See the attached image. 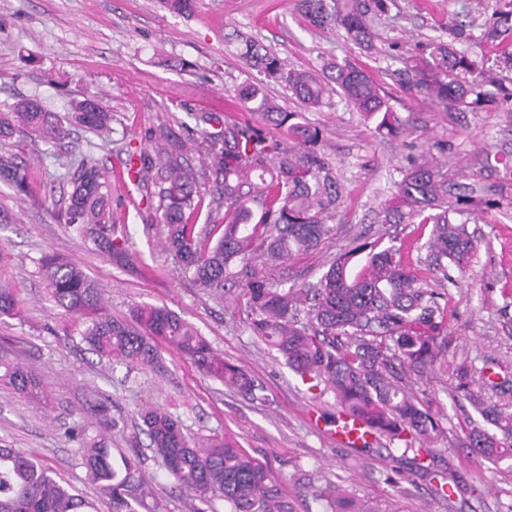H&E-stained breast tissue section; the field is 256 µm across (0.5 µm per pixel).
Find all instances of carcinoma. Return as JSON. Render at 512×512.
Wrapping results in <instances>:
<instances>
[{
	"mask_svg": "<svg viewBox=\"0 0 512 512\" xmlns=\"http://www.w3.org/2000/svg\"><path fill=\"white\" fill-rule=\"evenodd\" d=\"M159 2L177 15L195 8V0ZM392 5L394 0H298L312 27H339L367 50L375 49L378 39L374 17ZM481 41L512 54V0H494ZM423 53L422 64L411 67L413 85L423 98L472 110L487 101L486 86L495 78L484 59L461 55L441 39L426 43ZM239 56L263 76L235 89L240 116L195 111V135L184 139L171 124L160 122L146 128L139 146L127 151L121 180L142 192L137 214L143 223L162 228L163 250L192 273L197 287L241 289L253 335L281 354L302 380L332 393L337 414L403 445L402 456L436 482L439 496L465 495L467 488L434 469V446L444 428L430 400L419 398L407 384V375L423 373L446 347L440 304L445 293L430 287V275L439 272L448 280V264L463 267L476 249L467 226L449 219L448 184L427 162L409 159L381 223L429 224L428 236H413L398 247L379 239L359 243L336 255L316 285L288 284L285 263L317 248L335 230L331 221L343 187L318 149L319 130L296 121L297 113L283 111L268 97L263 80L283 84L306 108L321 106L337 90L379 132L396 134L401 122L370 74L355 64L338 61L318 76L288 67L252 38L241 40ZM72 121L105 141L114 132V114L97 97L74 101L63 116L46 111L34 98L1 112L0 179L41 203L23 155L65 138ZM192 154L202 159L200 167L190 164ZM71 183L65 201L51 209L53 218L90 232L113 263L132 264L125 239L116 234L112 183L90 161L73 173ZM40 271L48 297L78 317L82 339L100 358L156 367L164 343L224 384L259 398L250 376L224 362L194 326L166 307H143L130 323L112 317L98 285L75 263L48 254ZM20 311L15 291L0 287V320ZM481 378L482 389L492 396L473 393L472 405L509 443L474 425L467 434L469 447L512 475V384L485 374ZM0 384L32 403L46 399L36 373L3 347ZM140 418L158 465L192 499L209 507L222 500L229 512H291L268 484L264 467L242 449L222 441L207 448L190 445L181 420L160 407L143 408ZM70 436L112 512H138L136 506L151 495L138 456H123L118 466L105 438L89 435L81 425ZM88 507L79 490L57 481L39 458L0 447V512H88ZM326 512L383 510L349 499L338 487L328 495Z\"/></svg>",
	"mask_w": 512,
	"mask_h": 512,
	"instance_id": "obj_1",
	"label": "carcinoma"
}]
</instances>
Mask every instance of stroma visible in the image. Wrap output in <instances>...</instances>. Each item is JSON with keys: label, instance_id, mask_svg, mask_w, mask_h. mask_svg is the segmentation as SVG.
I'll list each match as a JSON object with an SVG mask.
<instances>
[{"label": "stroma", "instance_id": "obj_1", "mask_svg": "<svg viewBox=\"0 0 512 512\" xmlns=\"http://www.w3.org/2000/svg\"><path fill=\"white\" fill-rule=\"evenodd\" d=\"M491 0H397L376 28L375 51L360 49L342 32L308 25L296 0H197L192 16L169 13L157 0H0V112L25 97H37L51 112L65 113L71 99L101 97L119 115L114 140L97 138L71 124L67 136L26 159L45 183L48 203L61 202L71 177L86 160L104 171L122 169L119 140H137L149 125L166 120L181 134L194 127L190 110L235 112L234 88L257 74L239 58V37L271 48L289 67L319 72L331 61L368 70L404 123L398 137L376 133L339 96L302 110L287 89L267 84L285 110L303 112L319 128L320 148L335 164L345 187L330 239L286 264L289 283L318 281L331 259L360 242H403L408 224H382L378 212L390 199L408 154L425 155L451 192L470 190L472 202L452 215L478 242L467 265L455 272L446 299L444 357L414 384L432 398L448 439L435 463L460 484L475 486L467 500L438 496L404 460L385 451L338 446L324 424L336 412L331 394L308 389L282 357L252 335L247 299L239 290L204 291L176 271L131 199L135 188L116 187L113 202L136 268L108 261L90 236L54 221L46 206L20 200L0 181V284L22 300L21 317L0 323V342L40 375L48 399L35 405L0 385V446L34 453L62 481L79 489L93 512H111L90 483L77 442L76 424L93 425L92 404L108 401L115 425L113 457L139 453L140 472L154 491L142 512H193L148 448L139 411L160 406L179 418L191 443H234L265 468L292 512H325L319 487L342 486L356 500L377 502L386 512H512V476L467 448L465 433L474 410L468 392L478 391L483 368L512 375V170L496 156L512 155V99L489 110L444 108L423 99L399 75L431 37L450 39L459 22L483 23ZM184 61L183 69L171 59ZM494 207H485V199ZM47 253L75 262L105 293L109 311L132 319L140 307L164 306L193 324L226 362L242 368L263 394L254 400L225 386L168 346L162 367L110 364L82 342L77 317L49 301L39 275ZM470 370L461 390L457 366Z\"/></svg>", "mask_w": 512, "mask_h": 512}]
</instances>
